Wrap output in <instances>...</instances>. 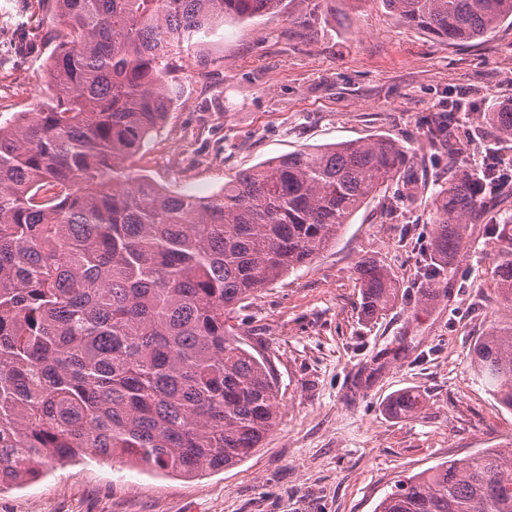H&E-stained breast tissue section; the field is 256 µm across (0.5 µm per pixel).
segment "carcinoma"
I'll return each mask as SVG.
<instances>
[{
	"instance_id": "carcinoma-1",
	"label": "carcinoma",
	"mask_w": 512,
	"mask_h": 512,
	"mask_svg": "<svg viewBox=\"0 0 512 512\" xmlns=\"http://www.w3.org/2000/svg\"><path fill=\"white\" fill-rule=\"evenodd\" d=\"M65 33L52 95L0 123V487L35 466L86 455L195 478L248 458L277 424L269 361L244 347L229 315L307 266L342 225L409 166L375 136L268 159L200 198L131 171L173 100V59L224 20L283 0H51ZM443 45L485 38L512 0H383ZM458 106L430 136L454 165ZM512 139V105L485 113ZM496 178L463 169L432 197L439 273L466 247ZM361 313L398 300L394 274L356 268ZM512 306V259L498 266ZM471 365L512 411V320L473 345ZM421 394L390 399L416 414ZM375 512H512V449H483L400 480Z\"/></svg>"
}]
</instances>
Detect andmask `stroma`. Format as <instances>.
I'll list each match as a JSON object with an SVG mask.
<instances>
[{"label": "stroma", "mask_w": 512, "mask_h": 512, "mask_svg": "<svg viewBox=\"0 0 512 512\" xmlns=\"http://www.w3.org/2000/svg\"><path fill=\"white\" fill-rule=\"evenodd\" d=\"M59 24L48 0H0V122L46 87ZM176 96L132 163L160 186L209 195L240 171L303 148L391 137L412 169L369 198L311 265L264 288L230 318L248 350L277 373L279 424L233 468L184 479L94 456L42 467L0 489V512H374L398 480L482 448L512 446V412L477 381L471 350L512 318L496 267L512 240L491 227L512 217L498 188L468 227V244L425 304L432 257L430 198L448 157L430 116L466 94L460 162L512 163V141L480 120L512 100V25L487 40L443 45L381 0H283L280 11L223 26L176 61ZM385 264L399 299L367 319L355 269ZM414 390L423 407L386 405ZM423 405L421 394L413 390L402 391L390 399L389 410L395 415L416 414Z\"/></svg>", "instance_id": "1"}]
</instances>
